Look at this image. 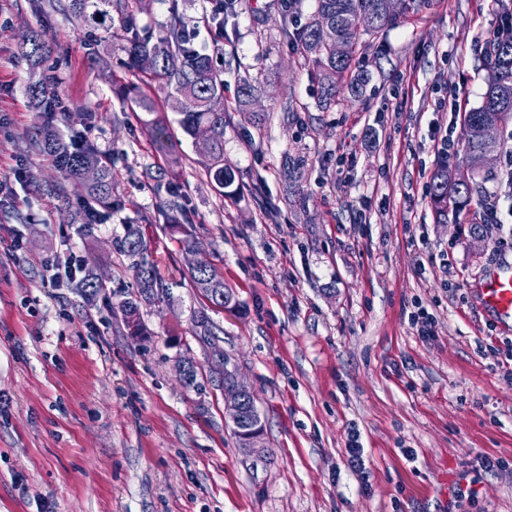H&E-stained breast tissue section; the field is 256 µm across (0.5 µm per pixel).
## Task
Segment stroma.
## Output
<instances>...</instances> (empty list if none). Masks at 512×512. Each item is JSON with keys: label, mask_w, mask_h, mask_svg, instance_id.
I'll return each instance as SVG.
<instances>
[{"label": "stroma", "mask_w": 512, "mask_h": 512, "mask_svg": "<svg viewBox=\"0 0 512 512\" xmlns=\"http://www.w3.org/2000/svg\"><path fill=\"white\" fill-rule=\"evenodd\" d=\"M140 25L166 29L171 9L224 52V162L218 189L168 111L167 139L129 112L121 41L76 17L69 0H0V173L30 164L36 193L0 206V512H512V333L476 304L471 286L496 236L470 233L461 212L441 223L430 186L440 164L462 167L464 129L450 121L480 105L484 40L496 0H433L403 14L353 60L370 80L322 108L315 71L287 30L316 0H233L213 42L209 0H141ZM38 31L47 59L20 60ZM59 80L56 126L94 115L91 141L109 154L112 210L103 224L71 221L79 192L36 143L24 89ZM256 78L250 112L237 80ZM451 127L441 158L433 127ZM186 202L201 259L233 293L211 307L190 279V257L159 213ZM139 225L169 288L143 309L148 340L118 310L136 293L118 250ZM76 252L102 275L88 295L44 287L45 264ZM449 267H442V259ZM432 316L430 334L413 319ZM206 310L219 345L253 391L261 456L239 448L224 413L219 362L193 333ZM192 360L200 388L181 385ZM358 440L362 462L351 465ZM473 494L456 498L457 486Z\"/></svg>", "instance_id": "1"}]
</instances>
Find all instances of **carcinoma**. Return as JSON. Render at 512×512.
Here are the masks:
<instances>
[{
    "instance_id": "obj_1",
    "label": "carcinoma",
    "mask_w": 512,
    "mask_h": 512,
    "mask_svg": "<svg viewBox=\"0 0 512 512\" xmlns=\"http://www.w3.org/2000/svg\"><path fill=\"white\" fill-rule=\"evenodd\" d=\"M385 0H317L313 19L293 34L296 50L304 60L313 63L317 70L320 87V102L326 105L336 103V97L343 88H348L354 96L369 80L366 74H352V63L357 47L365 35L374 36L390 25L398 22L400 15L392 14L384 8ZM118 13L122 31L123 51L126 53V66L134 71L143 70V60L147 57L154 62L149 70L151 80L159 86L173 91L174 98L180 101V125L189 135L198 151L205 157L206 172L220 188L233 182V171L224 165V80L213 61V56L204 47L193 42H185L181 37L184 23L177 11L166 32L155 35L137 24V0H71L69 8L79 16L96 22L112 18L110 8ZM333 30L336 39L344 46L343 54H336L333 44L324 39V33ZM50 52V47L33 31L23 41L20 53L27 61L39 60ZM484 70L487 73L486 90L480 106L463 115V125L467 128L463 150V162L474 173L482 172L481 159L488 151H497L501 142L488 145L475 134L478 127L498 112L512 115V33L506 30L498 34L493 49L484 52ZM255 85L252 80L243 78L239 84V111H249ZM29 98L38 102L40 114L52 110L50 94L42 83L28 86ZM131 106L140 113V119L161 135L165 130V117L158 112L154 98L138 89L131 97ZM39 134L41 143L51 151H59L62 140L53 126L43 120ZM94 166L99 172L95 182H85L82 170ZM57 167L65 178L75 182L82 190L81 197L90 199L103 209L112 208V163L101 159L94 149L76 153L64 152ZM473 183L461 184L453 181L448 174V166L438 168L431 184V199L439 217H448V209L457 212L467 208L472 202ZM186 218L184 209L166 215L168 226L182 234L180 243L183 249H196L201 242L182 227ZM119 251L133 259L137 292L119 304L125 325L135 315L141 314L144 304L159 303L166 297L168 288L159 276L157 267L150 259L147 243L139 226L131 224L119 244ZM191 279L206 299L217 307H224L231 300L226 291L224 279L215 270L206 272L190 271ZM195 335L213 336L214 324L203 311L194 318Z\"/></svg>"
}]
</instances>
